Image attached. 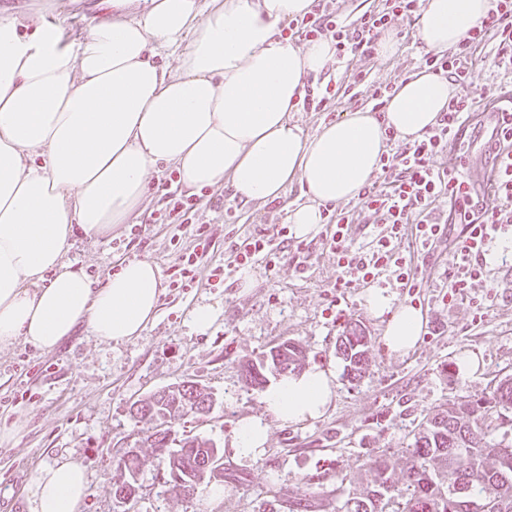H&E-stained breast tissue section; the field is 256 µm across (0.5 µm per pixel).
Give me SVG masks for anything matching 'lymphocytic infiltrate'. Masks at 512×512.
<instances>
[{
  "label": "lymphocytic infiltrate",
  "mask_w": 512,
  "mask_h": 512,
  "mask_svg": "<svg viewBox=\"0 0 512 512\" xmlns=\"http://www.w3.org/2000/svg\"><path fill=\"white\" fill-rule=\"evenodd\" d=\"M418 9L419 0H381L376 9L350 23L328 0H319L314 11L291 20L288 29L291 36L306 41L331 40L337 58H370L376 54L383 34L392 32L401 39L412 34ZM490 41L496 46L495 67L512 73V0H491L486 17L456 49L442 54L429 51L420 58L421 68L451 80L459 92L451 97L447 110L422 140L407 144L401 153L381 158L380 175L359 191L361 212L378 226L369 243L354 244L348 215L329 214L331 230L325 236V246L336 261L337 287L349 288L377 279L390 268L403 287H416L415 252L430 251L452 223L457 226V236L448 269L449 301L467 297L471 288L484 280L490 244L512 226V119L501 122L500 144L493 149L487 181L497 206L478 207V192L466 173L465 155L453 152L452 146L475 101L496 104L502 100L504 90L500 85L477 84L471 79L480 61L476 50ZM439 201L448 205L447 220H440L434 213ZM286 237L283 227L257 233L237 252L235 265L245 266L260 259L266 267L277 266L280 242ZM406 237L413 238L415 251L401 250L400 243Z\"/></svg>",
  "instance_id": "obj_1"
}]
</instances>
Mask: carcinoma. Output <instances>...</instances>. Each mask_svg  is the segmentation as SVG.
I'll return each mask as SVG.
<instances>
[{
    "label": "carcinoma",
    "instance_id": "obj_1",
    "mask_svg": "<svg viewBox=\"0 0 512 512\" xmlns=\"http://www.w3.org/2000/svg\"><path fill=\"white\" fill-rule=\"evenodd\" d=\"M339 350L349 374L359 377L368 367L369 338L357 323L350 322L340 336ZM269 366L286 375L303 365L305 353L294 342L283 341L268 351ZM247 383L262 387L267 370L261 363L243 367ZM212 393L196 382L169 385L145 399L134 402L131 416L160 418L168 423L146 437L150 447L168 459L166 485L192 495L211 479L217 467H205L208 460L224 457V449L198 435H171L172 424L189 416L209 414ZM512 411V377L502 378L489 396L462 400L419 424L411 448L408 485L395 487L387 458L373 463L375 477L370 486L347 497L339 512H512V446L500 447L483 439L491 427L512 426L506 412ZM493 457L496 466L487 469L484 460ZM119 467L129 479L117 489L134 494L142 488L135 475L138 453L128 449Z\"/></svg>",
    "mask_w": 512,
    "mask_h": 512
}]
</instances>
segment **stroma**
I'll list each match as a JSON object with an SVG mask.
<instances>
[{
    "label": "stroma",
    "instance_id": "1",
    "mask_svg": "<svg viewBox=\"0 0 512 512\" xmlns=\"http://www.w3.org/2000/svg\"><path fill=\"white\" fill-rule=\"evenodd\" d=\"M0 11L27 27L43 22L59 27L63 43L81 39L96 22L111 18L110 0H0ZM424 48L411 37L397 44L390 58L355 57L317 76L319 86L340 83L365 73L369 83L394 86L416 73ZM366 95L341 98L330 111L293 110L291 118L306 134L342 119L344 113L371 111ZM487 113H474L461 143L475 182L489 165L482 155L487 141ZM176 169L159 165L151 172L149 193L135 225H119L96 241L77 234L67 260L82 267L94 285L124 258L147 259L160 269L165 290L158 317L141 336L109 344L77 328L51 352L19 341L0 350V512H31L28 487L35 472L66 456L80 461L90 481L81 512H121L113 489L121 478L118 459L138 444L139 481L143 485L137 512H269L273 501L294 499L312 490L317 512H337L349 494L374 478L372 461L386 455L399 487L407 485L408 450L426 415L460 400L491 394L499 379L512 376V235L492 245L490 287L471 297L442 303L448 290V266L456 230H449L429 253L415 256L419 291L399 287L394 277L377 280L394 304L420 308L425 324L411 351L391 352L384 340L385 317L365 305V285L337 291L336 264L321 234L290 238L280 263L267 269L256 261L254 283L242 288L238 271L229 267L248 236L284 224L290 205L301 195L292 185L268 204H245L226 188L204 189L191 224H162ZM211 240L191 286L176 287L182 258L194 246L197 228ZM304 264H297V256ZM227 268L224 280L211 278L215 267ZM212 306L216 318L203 333L195 332L191 313ZM485 312H478V305ZM368 332L369 365L360 377L348 374L337 349L347 322ZM285 339L299 343L306 366L336 371L333 402L313 422L284 425L270 420L261 389L248 385L245 364ZM471 356L476 371H466L462 356ZM194 381L213 392L217 405L205 417L181 420L179 431L213 439L224 450V495L184 496L168 491L161 475L166 457L141 439L152 423L132 418L133 402L173 383ZM256 416L268 421L263 455L239 458L232 446L239 421Z\"/></svg>",
    "mask_w": 512,
    "mask_h": 512
}]
</instances>
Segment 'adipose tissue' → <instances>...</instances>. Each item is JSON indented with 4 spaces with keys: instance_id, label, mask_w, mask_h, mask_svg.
Segmentation results:
<instances>
[{
    "instance_id": "1",
    "label": "adipose tissue",
    "mask_w": 512,
    "mask_h": 512,
    "mask_svg": "<svg viewBox=\"0 0 512 512\" xmlns=\"http://www.w3.org/2000/svg\"><path fill=\"white\" fill-rule=\"evenodd\" d=\"M112 0L111 19L62 45L57 27L22 31L0 14V349L24 341L50 352L85 326L99 342L132 339L157 315L163 283L147 259H123L101 287L65 260L76 232L111 235L145 198L150 173L177 168L196 192L230 187L243 203L282 198L295 237L314 234L322 207L357 197L380 168L385 128L423 138L448 107V80L417 72L393 90L382 117L361 110L304 135L289 114L306 77L335 62L331 41L301 46L282 28L313 0ZM490 0H422L417 33L447 51L484 17ZM177 51L176 67L154 61ZM387 316L390 351L411 350L425 324L419 308L365 293ZM336 373L314 366L270 383L263 401L285 425L323 416ZM84 466L60 458L32 478V512H80Z\"/></svg>"
}]
</instances>
